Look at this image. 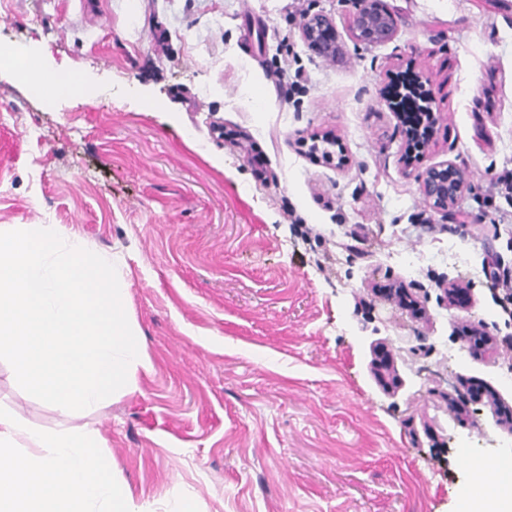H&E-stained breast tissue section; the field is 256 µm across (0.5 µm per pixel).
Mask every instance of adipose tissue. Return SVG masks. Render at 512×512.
I'll return each instance as SVG.
<instances>
[{
  "instance_id": "ef3b65f1",
  "label": "adipose tissue",
  "mask_w": 512,
  "mask_h": 512,
  "mask_svg": "<svg viewBox=\"0 0 512 512\" xmlns=\"http://www.w3.org/2000/svg\"><path fill=\"white\" fill-rule=\"evenodd\" d=\"M104 438L30 429L0 408V512H142L99 453Z\"/></svg>"
}]
</instances>
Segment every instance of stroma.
<instances>
[{
    "mask_svg": "<svg viewBox=\"0 0 512 512\" xmlns=\"http://www.w3.org/2000/svg\"><path fill=\"white\" fill-rule=\"evenodd\" d=\"M289 2L0 0V48L83 81L48 104L0 70V226L111 258L152 364L67 415L0 360V406L99 431L149 512H461L512 441V299L490 277L512 272V200L475 202L512 168V0H379L396 25L373 45L358 0H302L332 22L335 62ZM409 63L437 118L410 166L385 94ZM282 67L302 76L292 103ZM448 162L466 187L443 210L420 177ZM412 250L449 258L413 272L395 257Z\"/></svg>",
    "mask_w": 512,
    "mask_h": 512,
    "instance_id": "obj_1",
    "label": "stroma"
}]
</instances>
